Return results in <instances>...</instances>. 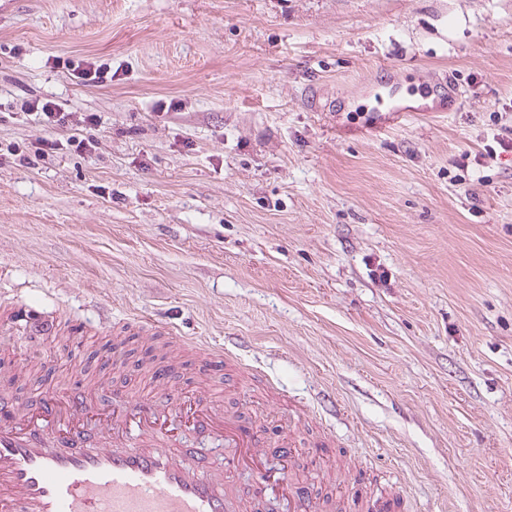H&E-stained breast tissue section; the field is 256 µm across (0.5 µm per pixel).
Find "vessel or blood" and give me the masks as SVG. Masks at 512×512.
<instances>
[{"mask_svg":"<svg viewBox=\"0 0 512 512\" xmlns=\"http://www.w3.org/2000/svg\"><path fill=\"white\" fill-rule=\"evenodd\" d=\"M100 392L94 401L76 392L50 395L22 414L8 393L0 394V512H245L222 475L183 462L172 436L182 422L231 448L225 467L249 471L256 500L278 487L288 492L287 512L364 508L355 499L324 496L313 476L307 487L296 486L289 467L300 451L293 438L276 449L283 467H272L259 431L206 395L187 403L168 390L116 406L111 386ZM94 432L110 438L111 447L85 446Z\"/></svg>","mask_w":512,"mask_h":512,"instance_id":"1","label":"vessel or blood"}]
</instances>
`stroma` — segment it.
Segmentation results:
<instances>
[{
  "label": "stroma",
  "instance_id": "obj_1",
  "mask_svg": "<svg viewBox=\"0 0 512 512\" xmlns=\"http://www.w3.org/2000/svg\"><path fill=\"white\" fill-rule=\"evenodd\" d=\"M49 131L62 149L35 156ZM510 139L512 0H12L9 393L205 387L267 444L298 419L337 496L512 512ZM43 313L56 335L17 349Z\"/></svg>",
  "mask_w": 512,
  "mask_h": 512
}]
</instances>
